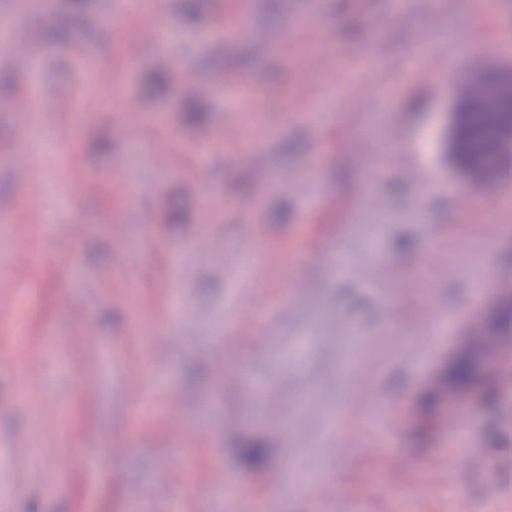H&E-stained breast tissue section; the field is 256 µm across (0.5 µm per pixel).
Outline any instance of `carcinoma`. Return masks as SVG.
I'll return each instance as SVG.
<instances>
[{"label":"carcinoma","instance_id":"obj_1","mask_svg":"<svg viewBox=\"0 0 512 512\" xmlns=\"http://www.w3.org/2000/svg\"><path fill=\"white\" fill-rule=\"evenodd\" d=\"M499 74L488 70L482 78V98L468 110L465 124L451 131V158L457 167L469 165L483 156L497 159L495 176L512 177V99L496 97L491 83ZM512 338V301L506 299L500 308L476 321L470 330V341L460 350L453 366L448 389L457 395L477 390L473 369L475 360L489 351L499 350ZM265 450L259 443H252L244 450L249 467L257 469L265 462Z\"/></svg>","mask_w":512,"mask_h":512}]
</instances>
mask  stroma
Listing matches in <instances>:
<instances>
[{"mask_svg":"<svg viewBox=\"0 0 512 512\" xmlns=\"http://www.w3.org/2000/svg\"><path fill=\"white\" fill-rule=\"evenodd\" d=\"M45 1L0 0V512H512V361L421 405L512 288L448 160L512 0Z\"/></svg>","mask_w":512,"mask_h":512,"instance_id":"1","label":"stroma"}]
</instances>
